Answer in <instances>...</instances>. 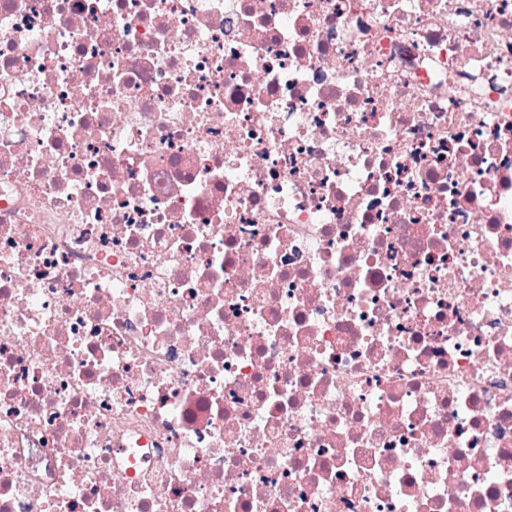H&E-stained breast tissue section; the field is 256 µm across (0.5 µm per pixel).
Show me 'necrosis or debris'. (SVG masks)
Returning <instances> with one entry per match:
<instances>
[{"label":"necrosis or debris","instance_id":"1","mask_svg":"<svg viewBox=\"0 0 512 512\" xmlns=\"http://www.w3.org/2000/svg\"><path fill=\"white\" fill-rule=\"evenodd\" d=\"M0 512H512V0H0Z\"/></svg>","mask_w":512,"mask_h":512}]
</instances>
